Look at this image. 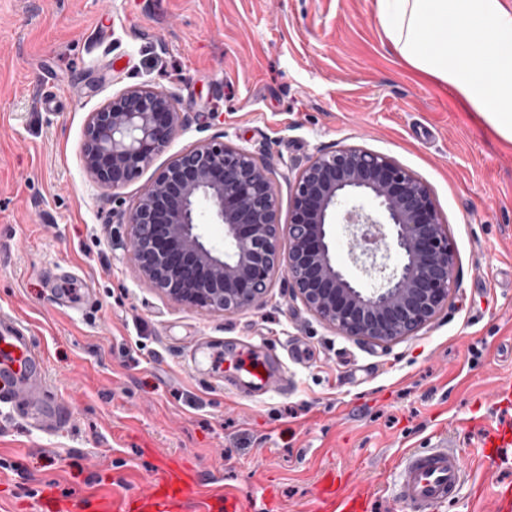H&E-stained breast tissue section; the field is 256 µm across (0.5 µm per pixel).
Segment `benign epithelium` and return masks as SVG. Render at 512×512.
Here are the masks:
<instances>
[{"instance_id":"benign-epithelium-1","label":"benign epithelium","mask_w":512,"mask_h":512,"mask_svg":"<svg viewBox=\"0 0 512 512\" xmlns=\"http://www.w3.org/2000/svg\"><path fill=\"white\" fill-rule=\"evenodd\" d=\"M182 123L172 96L131 86L89 115L87 179L117 188L151 165ZM288 253L280 249L269 167L223 140L194 145L158 171L120 215L144 284L187 308H253L284 274L292 297L343 336L388 347L448 306L454 255L427 186L392 158L360 146L318 151L294 176ZM224 230L207 240L205 221ZM367 289L336 264L337 221ZM400 260L390 264L391 254Z\"/></svg>"}]
</instances>
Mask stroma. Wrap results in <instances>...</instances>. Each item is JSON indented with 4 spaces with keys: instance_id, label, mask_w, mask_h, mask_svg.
<instances>
[{
    "instance_id": "1",
    "label": "stroma",
    "mask_w": 512,
    "mask_h": 512,
    "mask_svg": "<svg viewBox=\"0 0 512 512\" xmlns=\"http://www.w3.org/2000/svg\"><path fill=\"white\" fill-rule=\"evenodd\" d=\"M376 0H0V314L27 324L69 418L45 432L0 406V512L142 484L170 457L245 498L265 484L304 512L329 470L392 495L404 455L439 434L462 458L458 498L493 512L512 447L480 443L512 419V143L418 77ZM134 85L168 92L182 125L118 188L84 174L87 119ZM271 165L280 224L316 150L382 153L429 188L455 252L447 307L384 349L340 335L276 276L233 315L178 305L140 280L119 212L207 139ZM276 350L294 387L262 394L224 353Z\"/></svg>"
}]
</instances>
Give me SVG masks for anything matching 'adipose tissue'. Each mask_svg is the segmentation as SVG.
<instances>
[{
    "label": "adipose tissue",
    "instance_id": "ef3b65f1",
    "mask_svg": "<svg viewBox=\"0 0 512 512\" xmlns=\"http://www.w3.org/2000/svg\"><path fill=\"white\" fill-rule=\"evenodd\" d=\"M383 32L417 72L512 143V7L504 0H376Z\"/></svg>",
    "mask_w": 512,
    "mask_h": 512
}]
</instances>
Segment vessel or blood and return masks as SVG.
I'll use <instances>...</instances> for the list:
<instances>
[{"instance_id": "vessel-or-blood-1", "label": "vessel or blood", "mask_w": 512, "mask_h": 512, "mask_svg": "<svg viewBox=\"0 0 512 512\" xmlns=\"http://www.w3.org/2000/svg\"><path fill=\"white\" fill-rule=\"evenodd\" d=\"M41 359L42 353L28 330L15 319L0 317V403L27 416L44 411L45 404H51V392L38 384L34 375ZM236 364L247 372L253 388L268 389L269 380L275 375L270 358L243 352ZM464 475L460 456L446 443L438 442L408 453L394 493L406 512H434L437 506L457 497ZM147 480L150 493L125 487L113 495L76 504V512H213L215 505L224 501L218 493L204 496L198 473L184 471L171 460L157 465ZM372 495L371 485L352 488L341 484L314 500L311 512H364Z\"/></svg>"}]
</instances>
